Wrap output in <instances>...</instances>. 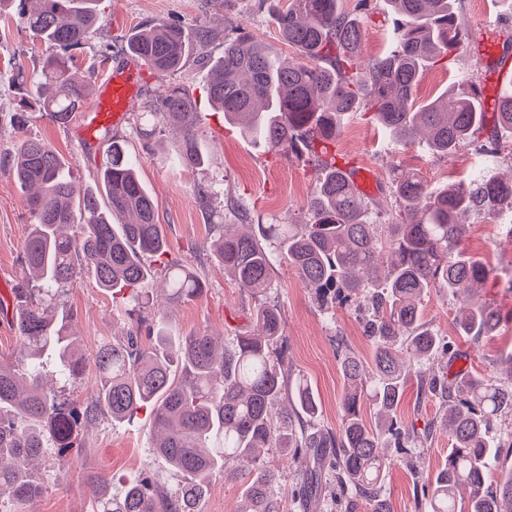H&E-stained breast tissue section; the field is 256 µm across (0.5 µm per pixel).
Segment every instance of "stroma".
<instances>
[{
  "instance_id": "stroma-1",
  "label": "stroma",
  "mask_w": 512,
  "mask_h": 512,
  "mask_svg": "<svg viewBox=\"0 0 512 512\" xmlns=\"http://www.w3.org/2000/svg\"><path fill=\"white\" fill-rule=\"evenodd\" d=\"M340 5L346 14L361 20L365 55L382 53L388 46L392 18L385 0H341ZM98 9V24L85 45L72 53L73 67L93 82L126 60L125 41L135 29L167 21L185 26L194 37L190 59L170 80L191 91L197 101V138L208 163L194 170L176 163L179 136L172 131L147 145L135 133L132 120L115 126L113 132L126 137L134 147L138 176L155 200L171 257L181 260L206 285L202 296L168 308L174 332L186 336L204 331L216 340H224L246 330L251 299L214 257V225H226L229 232L236 233L247 224L301 223L304 204L318 183L319 172L307 155L265 151L225 122L223 113L214 110L206 99L208 69L200 58L222 55L225 35L237 27L250 31L279 58L293 59L297 52L282 40L261 0H100ZM461 9L466 31L462 46L447 65H433L424 71L415 100L422 105L435 99L465 72L473 74L480 85L482 110L490 113L497 98L512 85V69L490 68L480 49V35L490 32L500 47L512 46V7L505 0H462ZM202 30L207 31V40H198ZM47 54L45 44L20 24L13 11L0 12V151L12 146V118L26 91L25 81L40 72ZM79 126V119L60 125L37 112L27 133L58 152L75 189L83 191L95 186L96 170L105 157L109 139L100 133L95 139L84 140ZM331 152L339 165L371 173L374 188L367 198L373 212L384 217L398 208L391 188V173L396 167L420 170L433 187L460 180L474 170L488 177L512 176V138L508 135H501L485 150L465 146L443 157L432 154L425 138L403 142L384 134L366 112L345 117ZM201 185L212 192L208 201H200L196 195ZM466 221L470 231L463 246L488 269L480 293L499 311V331L477 344L460 336L453 323L459 301L442 292L426 298L424 319L450 342L456 368L487 375L493 361L512 353V212H473ZM31 222L25 193L12 170L0 163V270L10 271L15 287L25 281L24 248ZM272 276V295L286 322L285 366L307 376L316 388L321 402L318 427L338 430L344 380L337 347L345 345L365 361L373 353L359 312L352 304L325 312L286 262L275 263ZM64 304L73 313V331L87 355L100 342L123 340L128 328L151 324L158 312L153 302L129 311L127 304L113 300L111 292L99 288L88 271L70 288ZM43 372L48 386L69 401H85L99 384L91 364L74 381L60 375L51 362ZM417 393L416 380H409L399 414L419 435L413 450L419 469L433 473L443 466L450 443L446 433L426 435L428 423L441 418L442 408L434 399L419 401ZM151 438L147 412H138L120 423L99 416L89 429L85 448L72 453L66 476L47 484L33 503L32 512H87L89 493L84 476L89 472L117 479L144 472L168 489H175L182 477L148 453ZM383 485L391 512H417L415 479L405 467L391 465Z\"/></svg>"
}]
</instances>
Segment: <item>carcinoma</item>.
Masks as SVG:
<instances>
[{
  "instance_id": "obj_1",
  "label": "carcinoma",
  "mask_w": 512,
  "mask_h": 512,
  "mask_svg": "<svg viewBox=\"0 0 512 512\" xmlns=\"http://www.w3.org/2000/svg\"><path fill=\"white\" fill-rule=\"evenodd\" d=\"M48 46L41 74L32 79L33 99L22 98L13 115L22 132L38 109L65 125L88 96L90 83L65 55L85 44L98 21L99 0H0ZM394 15L390 47L364 59L361 25L345 15L339 0H292L273 16L282 38L299 58L281 61L249 33L224 38V53L210 62L207 96L224 120L271 152L304 151L321 166L302 224H260L256 233L229 235L217 225L216 258L246 290L254 306L248 319L258 334L238 333L219 344L205 332L174 338L158 317L141 342L135 328L123 342L103 341L92 354L100 383L84 404L62 401L40 385L42 356L57 355L64 377L75 381L86 367L71 333L73 315L61 298L84 271L99 287L139 306L150 300L157 275L167 285L166 302L192 300L203 282L181 261L167 257L155 203L140 182L127 140L114 135L95 191L76 197L64 162L47 142L22 136L3 159L28 193L33 218L25 247V272L39 288L13 294L21 315L17 350L0 359V512H31L43 490L32 461L51 451L64 463L82 447L86 424L101 414L121 422L150 408L151 453L187 481L175 490L148 477L116 485L104 473L86 477L90 512H201L203 496L217 474L242 480L240 512H283L276 474L264 463L269 448L293 449L298 471V507L330 476L345 499L391 512L383 490L385 471L412 447L415 434L397 415L407 377L420 380V397L442 398L443 431L451 448L444 466L421 483L423 512H512V467L502 468L504 448L493 443L499 417L512 413V354L493 374L448 369L441 375L420 363L448 343L423 322L422 301L433 288L465 298L454 316L462 336L478 342L496 335L498 310L476 286L487 279L484 263L462 242L471 211L512 208V179L480 174L431 189L415 170L392 173L399 212L381 237L370 202L350 183L329 152L340 117L361 110L390 135L428 139L447 156L464 145L484 144L485 113L476 80L465 74L450 97L416 105L424 69L456 54L464 22L457 0H388ZM128 52L153 72L168 77L190 57L183 27L158 22L134 32ZM495 127L512 134V94L495 103ZM193 98L178 84L143 103L134 114L136 134L150 140L166 128L180 133L178 161L203 166ZM132 217L124 224L114 217ZM285 260L325 302L347 303L364 295L365 331L374 343L373 368L346 353L340 362L345 389L338 432L311 430L320 402L302 374H284L285 321L267 300L276 261ZM374 408L366 426L364 400ZM500 478L489 481L494 471Z\"/></svg>"
}]
</instances>
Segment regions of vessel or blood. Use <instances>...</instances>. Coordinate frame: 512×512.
Listing matches in <instances>:
<instances>
[{
	"label": "vessel or blood",
	"mask_w": 512,
	"mask_h": 512,
	"mask_svg": "<svg viewBox=\"0 0 512 512\" xmlns=\"http://www.w3.org/2000/svg\"><path fill=\"white\" fill-rule=\"evenodd\" d=\"M141 75V68L127 67L112 70L99 81L92 105L81 115L83 132L121 124L137 98Z\"/></svg>",
	"instance_id": "1"
}]
</instances>
